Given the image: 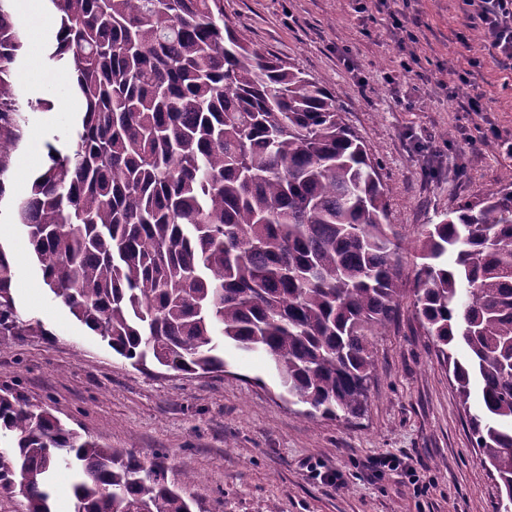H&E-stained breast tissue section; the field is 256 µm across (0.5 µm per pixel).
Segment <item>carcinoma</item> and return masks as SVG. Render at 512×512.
Returning <instances> with one entry per match:
<instances>
[{
  "label": "carcinoma",
  "mask_w": 512,
  "mask_h": 512,
  "mask_svg": "<svg viewBox=\"0 0 512 512\" xmlns=\"http://www.w3.org/2000/svg\"><path fill=\"white\" fill-rule=\"evenodd\" d=\"M50 59L76 73V139L13 215L53 298L133 366L224 368L232 343L274 361L304 414L362 415L373 338L407 289L380 165L336 97L224 19V0H51ZM22 35L0 0V201L24 133L12 64ZM503 188L426 225L414 305L458 392L482 463L512 497V169ZM14 261L0 244V335L48 336L18 320ZM481 405L467 407L472 388ZM0 494L55 512H192L150 462L106 448L0 394Z\"/></svg>",
  "instance_id": "carcinoma-1"
}]
</instances>
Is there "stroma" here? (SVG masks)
Returning a JSON list of instances; mask_svg holds the SVG:
<instances>
[{"label": "stroma", "instance_id": "1", "mask_svg": "<svg viewBox=\"0 0 512 512\" xmlns=\"http://www.w3.org/2000/svg\"><path fill=\"white\" fill-rule=\"evenodd\" d=\"M420 17L415 46L423 80L400 69L384 20L369 21L356 0H224V17L262 52L295 63L335 95L346 122L381 162L389 220L407 246L424 225L501 188L512 167V70L498 66L473 30L462 0H408ZM55 30L24 29L14 75L31 83L20 103L49 99L28 113L14 156L11 195L26 194L46 165L45 144L76 128L81 103L73 69L50 60ZM448 83L439 89L438 80ZM488 100L481 116L461 109L468 84ZM0 245L15 258L21 321L47 336L0 337V390H18L80 434L138 457H168L167 478L195 512H504L495 478L472 446L462 408L413 298L375 337L378 371L367 408L351 421L301 415L268 355L224 348L220 372L182 375L137 369L52 300L29 258L26 234L0 210ZM403 470L378 474L380 456ZM337 475L320 480L308 465ZM416 471L421 490L406 476Z\"/></svg>", "mask_w": 512, "mask_h": 512}]
</instances>
